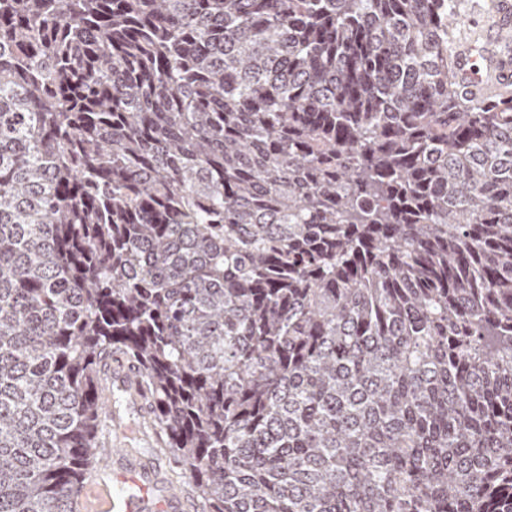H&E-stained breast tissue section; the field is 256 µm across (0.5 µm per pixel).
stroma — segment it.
<instances>
[{
	"label": "stroma",
	"instance_id": "stroma-1",
	"mask_svg": "<svg viewBox=\"0 0 512 512\" xmlns=\"http://www.w3.org/2000/svg\"><path fill=\"white\" fill-rule=\"evenodd\" d=\"M110 418L100 432L104 454L85 478L80 492L81 512H97L95 502L101 491L117 492L121 476H134L137 469H152L154 479L144 486L149 505L166 496L168 486H175L191 506L190 512H207L196 497L192 479L165 446V435L155 421L147 399L117 389L107 390Z\"/></svg>",
	"mask_w": 512,
	"mask_h": 512
}]
</instances>
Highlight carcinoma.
<instances>
[{"label": "carcinoma", "instance_id": "cac0c4a2", "mask_svg": "<svg viewBox=\"0 0 512 512\" xmlns=\"http://www.w3.org/2000/svg\"><path fill=\"white\" fill-rule=\"evenodd\" d=\"M457 0H0V512H77L101 369L209 512H512V96ZM485 1L489 0H459V20L456 24H453V26L449 28V38L453 46L456 42V39L459 37L460 31H465L471 28L470 22L479 6L487 9V2ZM474 3H478L479 6L475 7L473 5ZM456 46L455 76L463 92L471 95L511 93L512 65L509 58H504L487 43L478 48L471 37H462Z\"/></svg>", "mask_w": 512, "mask_h": 512}]
</instances>
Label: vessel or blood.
<instances>
[{"label":"vessel or blood","mask_w":512,"mask_h":512,"mask_svg":"<svg viewBox=\"0 0 512 512\" xmlns=\"http://www.w3.org/2000/svg\"><path fill=\"white\" fill-rule=\"evenodd\" d=\"M454 68L463 92L493 95L512 92V60L504 58L493 46L475 45L465 37L456 43Z\"/></svg>","instance_id":"vessel-or-blood-1"}]
</instances>
